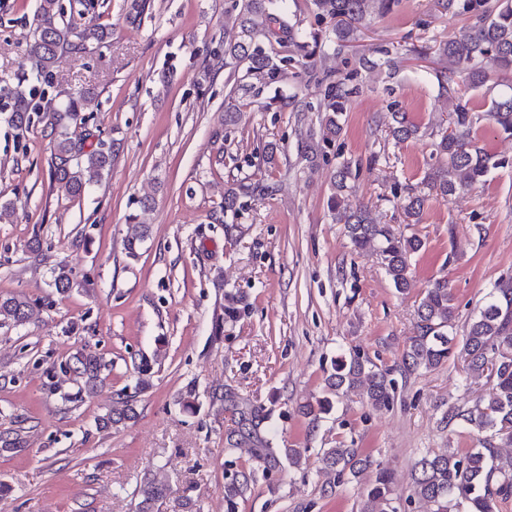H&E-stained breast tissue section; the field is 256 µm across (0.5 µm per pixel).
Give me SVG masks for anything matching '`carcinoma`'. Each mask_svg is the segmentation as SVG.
Returning <instances> with one entry per match:
<instances>
[{
	"label": "carcinoma",
	"instance_id": "carcinoma-1",
	"mask_svg": "<svg viewBox=\"0 0 512 512\" xmlns=\"http://www.w3.org/2000/svg\"><path fill=\"white\" fill-rule=\"evenodd\" d=\"M268 0H234L233 26L240 30L237 41L224 42V56L247 63L242 91L249 93L256 86L276 83L283 77L284 69L272 57L253 46L263 38L270 43L284 42L294 47L295 54L288 62L301 57L300 65L305 76L324 86L322 96L314 103L296 97L288 101L294 112L320 113L319 129L306 132L302 141V157L310 170L328 162V150L341 136L340 116L356 94L354 84L363 61L358 60L345 76L335 78L332 73H317L315 57L323 52L322 31L317 30L309 39L297 38L295 24L267 8ZM398 0H311L314 15L319 23L335 22L332 40L333 52L342 53L357 41L361 27L370 14L383 16L396 6ZM441 14L467 15L472 20L460 37L441 41L435 53L442 64L440 70L441 99L447 125L434 133L432 143L435 164L424 179V184L436 194L447 197L458 191L468 190L484 181L492 168L505 167L508 161L493 159L473 136L478 117L470 106L468 92L493 79L497 72L512 71V0H435ZM106 38L98 25H88L81 31L64 18L60 0H39L36 27L29 56L35 63L32 71L22 75L21 81L28 91L16 94L8 104L9 121L18 129L29 127L33 118L47 119L50 125L60 128L53 145L54 158L58 159L52 175L64 194L76 196L85 188L102 180L110 170L112 156L117 152L116 143L100 140L85 149L86 139L68 136L67 129L73 121L87 125L81 115L86 108L89 93L78 91L67 96L66 103L45 111L49 99L42 86L50 83L59 58L65 53H77L84 43L97 44ZM487 119L499 132L512 136V85L491 101L486 111ZM389 135L397 143L419 137L420 127L408 115L390 107ZM360 164L344 159L332 172L330 195L327 205L336 223L344 225L345 232L356 250L377 245L386 273L394 288L402 293L409 287L411 257L425 247L424 240L416 234L407 235L388 224H378L371 210L364 204H354L349 199V182L357 176ZM426 197L411 190L401 201L406 217L416 221L422 214ZM138 226L127 238L129 257H138L137 244L148 235L150 225L132 217ZM73 284L72 270L61 266L53 272V286L57 293L68 292ZM44 304L22 295L0 297V325L20 326L40 319ZM455 306L448 280L437 279L424 292L416 310L415 335L402 358L401 372L410 375L419 369H434L452 356L465 363L467 375L486 380L488 392L472 407L451 413L450 419L463 421L475 434L479 447L459 457L454 453L428 451L414 464L412 470L411 498L423 512H495L498 498L512 494V461H501L498 443H512V278L495 284L489 300L474 316L461 337L454 335ZM109 362L93 350H83L66 361L64 372H70L90 392L100 381ZM138 380L135 389L142 392L149 387L152 371L147 358L135 366ZM392 369L382 368L367 357L355 352L350 359L334 361L332 372L326 377L327 395L300 405L299 412L309 423L316 424L321 414L328 411L331 396L354 393L375 408H386L394 400L395 381ZM225 409L238 415L237 428L226 434L227 449L245 446L265 472L288 466L299 468L304 459L303 448H275L260 434L265 414L260 407L242 409L230 394H225ZM136 418L134 396L124 391L116 393L112 407L98 418L99 429L109 430ZM28 443L24 428L0 433V448L18 449ZM323 472L329 475V487L357 478L363 471L373 468L376 478L367 490L360 512H399L391 497L392 476L379 462L361 457L357 448L339 445L324 448L321 453ZM254 472L242 470L224 477V502L226 512H238L239 501L251 490ZM170 487L156 476L146 474L137 484L135 492L140 499V512H151L153 504L166 496Z\"/></svg>",
	"mask_w": 512,
	"mask_h": 512
}]
</instances>
